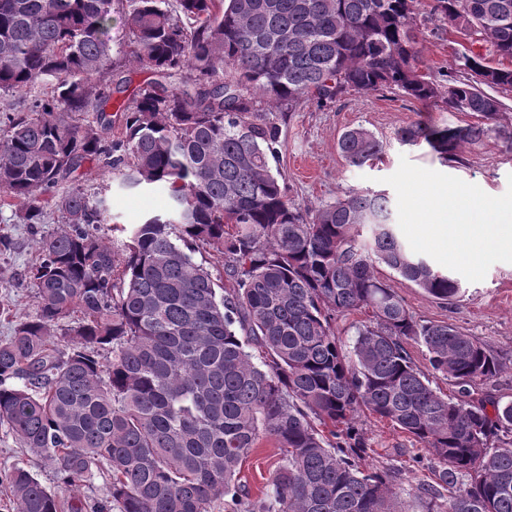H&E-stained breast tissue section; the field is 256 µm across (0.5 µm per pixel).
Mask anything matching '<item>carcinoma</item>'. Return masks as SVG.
<instances>
[{"instance_id": "cac0c4a2", "label": "carcinoma", "mask_w": 512, "mask_h": 512, "mask_svg": "<svg viewBox=\"0 0 512 512\" xmlns=\"http://www.w3.org/2000/svg\"><path fill=\"white\" fill-rule=\"evenodd\" d=\"M179 2L180 17L165 0H127L134 49L106 81L114 0H0V91L54 82L0 117V197L19 202L21 224L41 223L47 207L62 224L37 239L34 313L0 339V426L66 484L106 472L111 500L96 512H214L219 500L224 512H399L396 473L366 463V411L437 463L435 483L418 488L426 512H512V401L482 391L498 356L456 326L416 319L375 265L442 301L459 282L405 249L385 194L306 208L271 165L279 116L352 91L477 116L397 130L443 162L493 133L512 144L499 126V94L512 93V0H434L432 34L449 27L488 44L438 80L422 72L419 0ZM134 70L154 79L113 101ZM258 98L278 112L258 111ZM338 147L355 166L383 152L360 126ZM90 163L171 200L132 225L120 272L99 233L106 199L60 188ZM204 245L228 257L236 288L194 260ZM362 310L369 319L347 350L336 320ZM73 313L62 349L55 327ZM410 340L452 390L432 387ZM264 438L280 463L252 501L238 474ZM1 484L10 512H61L23 466Z\"/></svg>"}]
</instances>
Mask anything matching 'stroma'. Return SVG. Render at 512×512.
Returning <instances> with one entry per match:
<instances>
[{
  "label": "stroma",
  "mask_w": 512,
  "mask_h": 512,
  "mask_svg": "<svg viewBox=\"0 0 512 512\" xmlns=\"http://www.w3.org/2000/svg\"><path fill=\"white\" fill-rule=\"evenodd\" d=\"M432 0H421V56L426 71H438L455 66L461 34L446 30L433 36L437 22L430 17ZM471 115L443 111L435 104H421L391 92L346 94L339 102L319 108L307 104L288 116L282 126L283 147L276 163L284 179L289 198L305 207H318L336 200L349 191L381 192L395 197L393 188L384 179L398 168L401 158L413 164L457 177L479 186L492 196L507 190V177L512 174V150L499 137H491L478 145L463 147L457 160L442 162L427 146H407L396 138L398 129L412 125H463ZM363 126L384 146L381 161L355 166L342 156L338 141L343 132ZM84 189L103 192L114 223L106 236L114 245L116 262H124L126 226L136 224L168 207L164 193L153 189H122L115 175L87 165L82 180ZM59 227L56 213H47L37 228L18 223L9 204L0 205V236L11 241L10 252L0 255V339L10 335L16 320L31 314L35 308V292L24 287L29 268L39 254L33 244L35 235L54 233ZM377 272L402 298L407 308L419 319L445 322L461 328L492 349L503 364L498 378L484 385L492 397L512 400V263L498 262L479 282L461 280V293L453 303L437 300L421 288L405 281L386 266ZM359 419L368 439V461L377 466L404 469L410 457L419 454L418 443L391 423L376 420L368 414ZM280 454L268 442L252 449L244 462L240 479L252 498L265 492ZM24 464L35 477L54 492L65 504L81 506L82 512H94L96 504L109 497L105 476L63 484L53 463L21 448L5 428L0 427V470Z\"/></svg>",
  "instance_id": "obj_1"
}]
</instances>
